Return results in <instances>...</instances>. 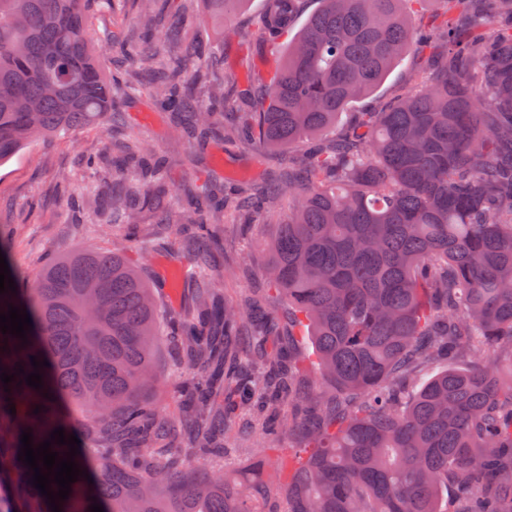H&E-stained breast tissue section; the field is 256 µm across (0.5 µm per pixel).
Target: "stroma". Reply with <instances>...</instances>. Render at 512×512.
<instances>
[{
  "mask_svg": "<svg viewBox=\"0 0 512 512\" xmlns=\"http://www.w3.org/2000/svg\"><path fill=\"white\" fill-rule=\"evenodd\" d=\"M165 8L170 23L182 16L192 21L194 46L213 63L211 75L225 84L246 88L253 76L271 75L280 53L269 45L241 43L235 29L251 28L262 11V0H248L233 19L231 30L216 37L201 0H153ZM143 0H113L111 6L95 9L88 35L100 49L106 75L123 82L125 89L112 102L119 112L118 123L86 126L77 131L40 139L0 165V226L9 231L6 258L21 282H33L39 271L59 255L75 249L121 248L127 261L149 279L160 306L158 382L146 392V400L168 419L182 411L178 389L184 379L176 368L179 354L170 344L178 321L187 313L192 299V276L196 272L191 249L173 231L144 217L136 239L105 222L112 202L96 198V176L85 169L90 153L114 156V144L136 136L148 141L166 162V187L174 203L182 204L190 191L217 180L223 184L246 185L288 168L284 154L267 155L255 150H238L224 143L222 133L205 142L186 137L179 124L154 103L145 87H134L126 71L117 64L121 56L111 36L135 28ZM425 55L411 53L396 66L369 97L355 104L358 112L378 110L409 90L424 76ZM275 233L271 224L241 226L226 223L217 229L210 249L209 272L224 293L237 302L254 296L268 308L287 314L265 275L266 244ZM295 450L287 438L260 437L249 417H239L224 440V468L249 469L262 462L264 474L276 483L287 484L288 462Z\"/></svg>",
  "mask_w": 512,
  "mask_h": 512,
  "instance_id": "stroma-1",
  "label": "stroma"
}]
</instances>
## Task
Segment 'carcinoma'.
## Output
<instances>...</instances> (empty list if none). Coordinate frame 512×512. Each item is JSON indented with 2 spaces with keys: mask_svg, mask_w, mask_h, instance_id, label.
I'll return each mask as SVG.
<instances>
[{
  "mask_svg": "<svg viewBox=\"0 0 512 512\" xmlns=\"http://www.w3.org/2000/svg\"><path fill=\"white\" fill-rule=\"evenodd\" d=\"M111 0H0V164L32 139L99 124L114 88L87 36L93 7ZM224 27L246 0H206ZM301 0H265L241 38L289 32ZM404 0H317L275 72L238 93L235 122L195 110L181 50L167 58L124 49L131 73L155 76L164 110L202 142L224 128L241 149L297 143L288 171L260 184L217 182L173 207L137 177L152 158L138 139L112 162L92 157L96 193L112 223L132 230L161 216L208 265L214 225H277L268 280L288 303V324L248 299L229 304L205 277L194 314L172 341L196 374L171 421L143 403L157 382L158 306L147 279L118 250L50 262L30 288L0 294V313L27 311L26 339L0 333V512H51L18 459L61 427L56 400L86 412L102 442L74 456L90 479L55 500L62 512H263L244 484L191 460L224 457L240 413L266 435L288 433L299 465L271 491L284 512H512V0H436L443 20L424 34ZM164 27L150 6L138 38ZM427 51L431 76L378 112H349L408 53ZM194 84L217 104L224 84L200 70ZM344 130L324 133L339 123ZM311 337L321 383L299 385L296 331ZM253 339L257 368L242 364ZM39 368L42 387L26 384ZM450 367L424 383L436 363ZM39 412H34V409ZM453 490L447 507L442 494Z\"/></svg>",
  "mask_w": 512,
  "mask_h": 512,
  "instance_id": "cac0c4a2",
  "label": "carcinoma"
}]
</instances>
